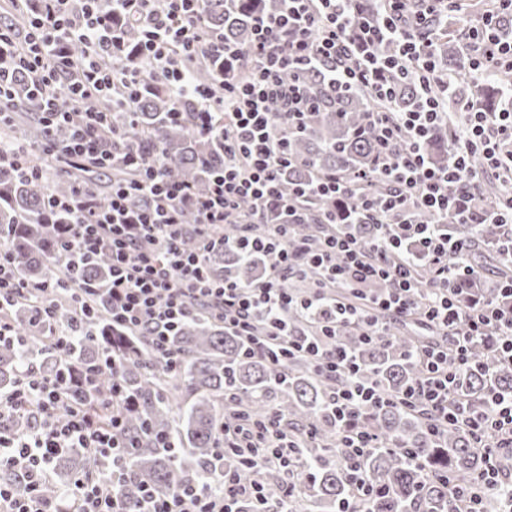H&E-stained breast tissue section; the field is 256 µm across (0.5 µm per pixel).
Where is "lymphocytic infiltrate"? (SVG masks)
Masks as SVG:
<instances>
[{
  "mask_svg": "<svg viewBox=\"0 0 512 512\" xmlns=\"http://www.w3.org/2000/svg\"><path fill=\"white\" fill-rule=\"evenodd\" d=\"M98 0H7L13 12H28L24 25H0V126L14 124V91L26 78L32 97L43 106L47 131L66 125L65 146L46 140L44 164L37 165L28 147L13 140L0 143V170L8 169L36 182H46L52 168H106L116 160L128 164L134 177L113 183L107 199L78 186L70 195H48V208L75 216L60 225L54 251L75 268L92 255L111 260L110 278L102 289L50 278L32 283L17 271L13 252L0 243V344L18 342L8 306H31V325L48 336V353L59 368L48 372L29 363L15 384L0 390V512H238L250 501L255 512H271L264 487L245 481L238 470H224L218 481L181 484L160 493L143 488L136 503H127L119 488L127 477L135 444L125 436V419L139 406L124 384L117 357L96 364L75 361L80 326H55L47 295L71 290L81 315L91 313L96 296L112 308V326L147 333L154 350L170 365L179 357L169 337L198 310L220 320L225 331L242 337L244 351L274 366L305 358L323 372L342 378L328 407L340 433L342 459L351 489L339 512H362L379 493L365 480L362 461L381 442L367 427V410L398 405L425 416L429 432L448 425L467 430L481 448L486 465L468 489L453 487L448 512H483L487 493L512 483V470L501 466L512 457V396L489 391L478 411L455 401V371L469 364L473 342H492L512 361V307L494 300L461 309L458 286L474 276L468 248L440 233L443 224H499L502 248L512 255V107L464 112L453 133L447 167L435 166L424 144L438 127L450 123L448 101L455 93L451 76L438 66L431 28L448 15L449 0H417L406 18L402 0H377L380 17L363 19L360 0H281L280 10L254 20L252 38L237 44L212 30L205 0H113V14H101ZM494 6L472 25L467 14L459 23L469 42L463 54L466 71L481 77L512 73V42L500 38L503 20H512V0ZM121 18L135 31L133 41L118 36L113 20ZM385 41L397 44L388 57L377 55ZM82 43L85 54L72 58L68 47ZM112 54V67H102L101 51ZM243 70L242 79L217 78L195 83L191 69L216 62ZM302 65L327 71L347 92H364L392 100L388 80L395 72L413 79L416 100L404 112H373L376 168L389 185L387 193L359 191L355 178L340 171L317 174L282 197L277 177L292 159L290 134L316 108L297 82H284V72ZM159 79L175 102L171 122H191L194 134L224 141V165L206 192L191 183L170 180L160 149L117 153V141L135 128L138 100L150 79ZM110 100L123 115L113 125L111 112L94 109ZM279 113H272V104ZM503 186L491 207H478L488 179ZM146 199L144 209L129 205L132 195ZM346 198L350 212L327 221L322 238L297 241L295 224H269L271 208L285 206L297 215L312 200ZM250 209H243V202ZM377 225L378 236L366 244L343 229L348 213ZM232 226L234 236L217 241L215 233ZM198 242L183 249L186 235ZM243 256L274 252L278 269L244 286L217 280L208 269L216 243ZM432 272L421 284L419 263ZM317 270L320 283L307 297L281 287L283 273ZM311 317L318 329L309 336L289 329V316ZM411 319L439 332L435 341L419 343L413 355L420 377L396 395L383 393L362 377L355 356L337 336L348 328L370 343L385 335L389 323ZM111 373L108 388L99 379ZM300 441L290 440L275 416L246 420L225 429L218 455L233 454L240 466L277 469L295 476ZM80 448L91 465L73 477L61 495L46 496L50 465L64 451ZM26 482L18 491L12 475Z\"/></svg>",
  "mask_w": 512,
  "mask_h": 512,
  "instance_id": "1",
  "label": "lymphocytic infiltrate"
}]
</instances>
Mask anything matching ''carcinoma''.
<instances>
[{
	"instance_id": "carcinoma-1",
	"label": "carcinoma",
	"mask_w": 512,
	"mask_h": 512,
	"mask_svg": "<svg viewBox=\"0 0 512 512\" xmlns=\"http://www.w3.org/2000/svg\"><path fill=\"white\" fill-rule=\"evenodd\" d=\"M279 7L278 0H240L232 9L225 7L224 0H206L210 24L240 44L250 40L252 20L258 11H275ZM437 57L442 70L454 68L455 41L439 39ZM302 80L319 100V109L308 118L302 131L290 137L288 151L293 163L280 172V188L285 195L295 184L320 172L340 170L354 174L368 170L375 156L374 132L367 115L379 111L382 104L364 93L333 92L318 70L304 72ZM473 88L484 99L489 84L473 81L460 87L455 96L457 107L466 109L473 104ZM395 89L394 110L410 109L415 100L413 82L398 80ZM19 102L31 109V120L19 131L13 127L1 129L0 138L10 141L19 135L29 147L38 148L46 139L45 128L34 104L22 94ZM171 106L166 89L159 81H152V89L140 102L137 129L130 134L129 142L144 147L160 145L167 175L204 191L213 172L224 163V143L196 136L187 126L169 122L166 112ZM453 131L454 127L443 126L429 142V153L438 164L448 161ZM107 172L110 179L104 180L102 170L94 167L74 175L66 171L46 186L0 170V227L4 228L3 240L15 254L23 277L41 282L62 274L60 260L50 247L53 225L72 224L75 217L47 210V193L68 194L78 180L103 199L112 189V181L132 178V170L120 164ZM331 206L332 202L325 201L309 211L305 223L297 228L296 238H309L322 209ZM449 231L470 247L473 260L482 263L494 258L508 263L500 253V225L451 224ZM276 261V255L271 253L245 259L233 250L218 249L210 256L209 269L216 279L231 278L250 285ZM109 270V257L101 253L79 272V279L94 288H103ZM51 300L55 322L70 325L75 318L71 292L59 290ZM11 312L24 338L14 346L0 345V389L10 388L32 357L38 358L45 370L57 368L56 357L44 351L46 338L29 329L28 306L17 304ZM82 331L76 341V356L94 362L106 354H117L123 362L127 386L140 398L139 409L129 414L125 422L128 435L139 445L121 487L128 501H136L145 486L168 492L179 483L214 480L231 463L229 458L220 461L215 457L221 428L236 425L240 412L253 417L275 413L282 421L291 418L315 432L316 439L300 449L312 474V495L296 497L295 512H336L340 501L347 498L348 483L336 452V425L326 406L333 382L310 363L285 364L287 379L283 381L267 362L245 357L241 339L225 334L224 325L200 316L185 320L171 337L172 347L181 357L175 370L152 353L145 337L112 331L109 309L100 302L92 317L84 321ZM339 342L355 351L365 372L377 378L388 394L401 390L418 376L416 366L402 358V353L416 344L413 336H383L374 343L362 344L349 334L340 337ZM456 383L459 399L480 409L491 387L506 396L512 394V364L502 360L491 344L478 343L472 349L470 365L457 371ZM176 409L180 410L179 426L172 422ZM367 425L384 442L420 456V465L416 466L390 448H375L367 455L362 463L364 473L373 486L384 489L383 497L366 504L367 512H413L418 506L423 512H448V481L430 473L446 471L463 481L485 465L482 450L474 447L469 433L462 428L450 425L433 437L420 416L400 407L369 413ZM148 432L167 435L190 458L176 450L155 447L146 436ZM88 464L89 458L80 449L56 459L57 480L46 486L45 493L56 495Z\"/></svg>"
}]
</instances>
